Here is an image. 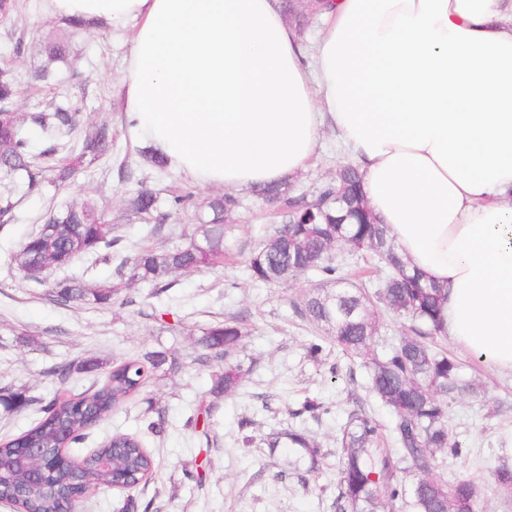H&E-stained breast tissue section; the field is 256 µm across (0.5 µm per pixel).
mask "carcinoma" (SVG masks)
I'll return each mask as SVG.
<instances>
[{
  "label": "carcinoma",
  "mask_w": 512,
  "mask_h": 512,
  "mask_svg": "<svg viewBox=\"0 0 512 512\" xmlns=\"http://www.w3.org/2000/svg\"><path fill=\"white\" fill-rule=\"evenodd\" d=\"M67 39L48 44L52 60L69 56ZM14 79L0 70V174L21 175L22 195L42 189L47 176L63 183L75 164L99 159L112 147V129L106 124L80 128V109L58 105L52 110L31 112L21 118L13 111ZM40 129L45 147L38 153L24 130L25 124ZM79 132L81 147L73 162L54 161L63 135ZM357 167L345 163L336 168V179L323 185L309 200L286 195L282 184L257 190L267 200L282 203V223L273 225L262 246L248 259L251 277L267 283L286 282L306 271L318 277L307 291L296 313L306 323L324 329L325 334L308 346L317 359L324 348L346 355L364 357L378 334L379 312L403 316L408 332L382 356L364 363L369 391L394 417L390 428L392 447H380L381 425L364 407L348 412L336 443L341 448L333 512H478L484 488L466 475L450 481L439 479L435 470L447 459L462 457V446L449 424L448 397L459 389V366L429 339L440 334L443 290L408 268L396 254L394 243L368 208L360 192ZM238 201L231 195L214 197L202 204L191 192L172 196L167 208L194 211V232L186 242L173 248H145L121 263L119 275L131 283H147L163 290L171 287L176 274L214 269L232 257L226 241L233 236ZM128 210L140 217L156 215L154 230L163 227L166 213L160 211L158 196L139 188L127 201ZM122 236L116 234L96 203L90 198L68 203L49 212L37 233L27 238L11 256V264L28 279H46L57 269L92 254L109 252ZM365 251L377 259L386 272L374 293L367 287L345 281L329 257L338 245ZM56 301H87L96 305L112 303L118 289L106 284L87 286L73 280L53 283ZM245 328L235 318L202 330L197 341L198 364L224 368L216 375L215 387L228 395L236 391L245 372L237 360ZM179 368L178 359L161 352H147L139 359L112 365L102 386L76 398L54 397L45 402L9 388L0 394V405L8 411L37 406L40 418L19 435L33 442L47 456L61 448H79L93 423L104 421L128 398L141 392L147 380L165 363ZM96 372L93 358L74 366L62 363L50 375L65 384L73 370ZM17 438V439H19ZM17 439L0 443V500L13 501L22 512H62L59 499L43 491L42 481L71 485L85 476L94 488L139 485L152 474L154 460L138 436L114 434L89 451L73 468H60L45 477L21 470L16 463ZM267 447L288 449V468L311 473L323 458L312 438L284 428L270 433ZM112 457V468H100L103 457ZM494 486L512 495V464H501L492 472Z\"/></svg>",
  "instance_id": "carcinoma-1"
}]
</instances>
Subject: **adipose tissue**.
Wrapping results in <instances>:
<instances>
[{
  "label": "adipose tissue",
  "instance_id": "obj_1",
  "mask_svg": "<svg viewBox=\"0 0 512 512\" xmlns=\"http://www.w3.org/2000/svg\"><path fill=\"white\" fill-rule=\"evenodd\" d=\"M138 30L126 117L169 164L243 189L303 170L329 126L442 333L512 372V0H325L307 53L281 0H48Z\"/></svg>",
  "mask_w": 512,
  "mask_h": 512
}]
</instances>
